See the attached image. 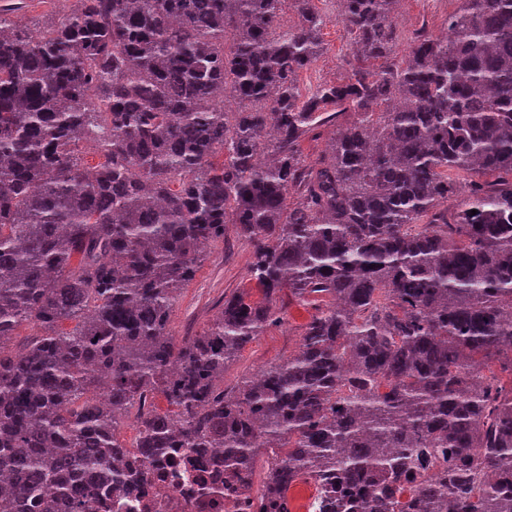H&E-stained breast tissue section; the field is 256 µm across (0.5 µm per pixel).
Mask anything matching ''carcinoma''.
<instances>
[{
  "label": "carcinoma",
  "mask_w": 512,
  "mask_h": 512,
  "mask_svg": "<svg viewBox=\"0 0 512 512\" xmlns=\"http://www.w3.org/2000/svg\"><path fill=\"white\" fill-rule=\"evenodd\" d=\"M290 2L295 25L285 0H75L35 33L0 4V506L95 512L100 482L142 476L120 467L122 412L160 393L176 412L141 411V455L220 448L251 473L268 444L269 512L301 480L334 512H512V381L479 364L512 376V0H463L453 41L422 31L379 69L396 0H344L358 64L307 98L324 19ZM347 112L308 164L300 140ZM453 169L473 176L461 208ZM230 222L264 299L177 342V297ZM285 289L331 303L225 392ZM24 322L41 334L5 350Z\"/></svg>",
  "instance_id": "obj_1"
}]
</instances>
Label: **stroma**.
<instances>
[{"mask_svg": "<svg viewBox=\"0 0 512 512\" xmlns=\"http://www.w3.org/2000/svg\"><path fill=\"white\" fill-rule=\"evenodd\" d=\"M313 6L325 19L321 31L324 50L298 75V84L305 92L324 83L342 82L357 61L354 37L340 23L331 0H313ZM460 6L461 0H402L393 18L396 47L388 58L389 63H401L418 30L433 36L446 31L449 16ZM250 259V245L236 236L234 228H227L223 241L209 245L193 279L180 293L168 326L171 336L181 340L202 334L226 296L244 292L252 301H262V291L248 274ZM278 304L286 312L284 323L268 327L240 352L224 374L225 390H232L241 378L252 376L295 353L306 324L327 301L322 298L302 303L284 291L278 296Z\"/></svg>", "mask_w": 512, "mask_h": 512, "instance_id": "stroma-1", "label": "stroma"}]
</instances>
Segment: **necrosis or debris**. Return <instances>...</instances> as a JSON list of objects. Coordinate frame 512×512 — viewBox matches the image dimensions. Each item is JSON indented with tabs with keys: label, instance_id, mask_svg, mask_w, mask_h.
Returning <instances> with one entry per match:
<instances>
[{
	"label": "necrosis or debris",
	"instance_id": "4bbe7bcc",
	"mask_svg": "<svg viewBox=\"0 0 512 512\" xmlns=\"http://www.w3.org/2000/svg\"><path fill=\"white\" fill-rule=\"evenodd\" d=\"M260 483L224 471L215 448H171L146 479L101 493L98 512H261Z\"/></svg>",
	"mask_w": 512,
	"mask_h": 512
}]
</instances>
